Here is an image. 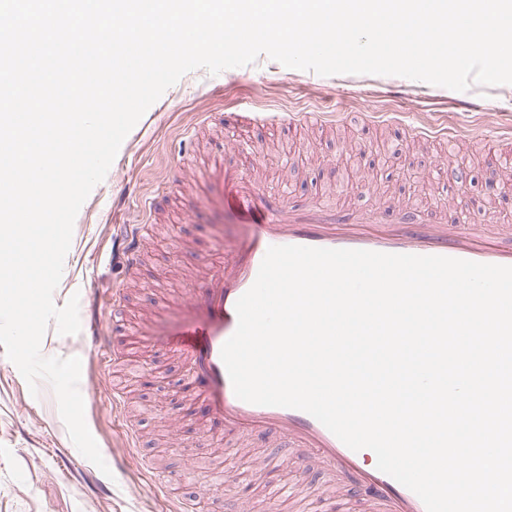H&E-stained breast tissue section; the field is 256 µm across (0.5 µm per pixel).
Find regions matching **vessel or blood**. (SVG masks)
Here are the masks:
<instances>
[{"mask_svg": "<svg viewBox=\"0 0 512 512\" xmlns=\"http://www.w3.org/2000/svg\"><path fill=\"white\" fill-rule=\"evenodd\" d=\"M412 133L454 142L461 131L453 125L420 124ZM222 153V145H215L200 167L198 195L211 199L215 212L235 211L251 233L245 243L223 244L218 250L203 252L199 285L185 302L197 316L183 324L174 342L188 367L181 383L184 416L227 441L278 432L292 445L314 452L339 484H352L377 512H426L414 492L378 469L372 450H351L304 411L238 399L221 348L237 328L235 304L253 285L272 246L437 255L512 266V226L498 224L494 218L496 190L488 191L486 204L476 216L444 214L428 222L386 208L372 214L322 204L300 209L287 197L266 194L249 167H226Z\"/></svg>", "mask_w": 512, "mask_h": 512, "instance_id": "vessel-or-blood-1", "label": "vessel or blood"}]
</instances>
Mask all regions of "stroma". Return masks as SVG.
<instances>
[{
    "mask_svg": "<svg viewBox=\"0 0 512 512\" xmlns=\"http://www.w3.org/2000/svg\"><path fill=\"white\" fill-rule=\"evenodd\" d=\"M265 112L344 113V120L314 131L301 125L257 126L245 130L229 116L248 104ZM414 113L444 124L492 126L512 130V84L472 86L457 92L398 76L334 75L276 66L231 68L196 75L168 88L131 130L105 179L87 221L73 227L63 274L53 294L64 306L72 294L95 301L101 323L149 326L138 338L139 363L159 379L142 386L132 366L118 356L100 357L90 337L62 336L48 327L41 353L79 357L96 383L84 398V417L105 462L114 463L111 490L80 483L90 468L69 438L56 396L47 382L31 395L16 366L0 351V512H172L175 500L194 503L196 512H213L220 499L248 493L246 512H295L276 498L260 478L278 468L283 480L298 483L308 503L340 498L341 512H363L358 496L336 491L313 454L281 447L278 437L245 441L234 454L205 438L199 426L182 419L179 387L187 374L173 348L174 334L189 319L178 306L150 312L161 292L188 294L190 276L200 266L198 245L222 237L234 242L247 228L233 213L214 214L207 200L169 221H152L141 261L134 268L112 260L118 226L131 223L141 202L156 191L185 199L215 128H223L225 166L256 160L254 173L268 192L284 193L296 204L314 203L373 211L379 201L435 215L450 196L448 161L457 157L468 175L471 210H480L492 168L512 167V148H496L470 136L448 148L444 141L413 140L398 129V116ZM196 128L195 153L185 151L182 134ZM126 287L127 303L112 302V291ZM125 394L115 407L111 390Z\"/></svg>",
    "mask_w": 512,
    "mask_h": 512,
    "instance_id": "stroma-1",
    "label": "stroma"
}]
</instances>
